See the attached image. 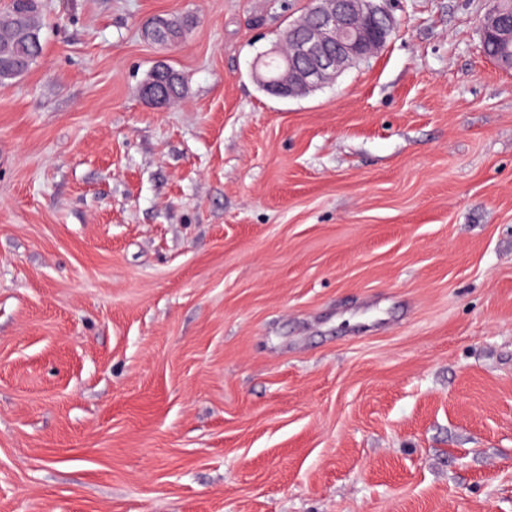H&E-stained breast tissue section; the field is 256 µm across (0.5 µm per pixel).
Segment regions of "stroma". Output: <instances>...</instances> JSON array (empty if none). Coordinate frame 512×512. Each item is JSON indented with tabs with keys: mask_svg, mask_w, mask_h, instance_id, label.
Here are the masks:
<instances>
[{
	"mask_svg": "<svg viewBox=\"0 0 512 512\" xmlns=\"http://www.w3.org/2000/svg\"><path fill=\"white\" fill-rule=\"evenodd\" d=\"M42 4L0 85V512H512L491 0H387L290 100L252 69L309 0Z\"/></svg>",
	"mask_w": 512,
	"mask_h": 512,
	"instance_id": "1",
	"label": "stroma"
}]
</instances>
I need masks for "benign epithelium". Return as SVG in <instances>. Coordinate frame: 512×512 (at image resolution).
<instances>
[{
    "instance_id": "obj_1",
    "label": "benign epithelium",
    "mask_w": 512,
    "mask_h": 512,
    "mask_svg": "<svg viewBox=\"0 0 512 512\" xmlns=\"http://www.w3.org/2000/svg\"><path fill=\"white\" fill-rule=\"evenodd\" d=\"M481 38L512 33V6L489 10L479 20ZM396 29L380 0H311L306 17L283 34L269 53L283 59L276 75L255 65L253 78L279 99L298 98L330 83L349 65L385 45ZM143 97L155 106L167 104L164 87L144 82Z\"/></svg>"
}]
</instances>
